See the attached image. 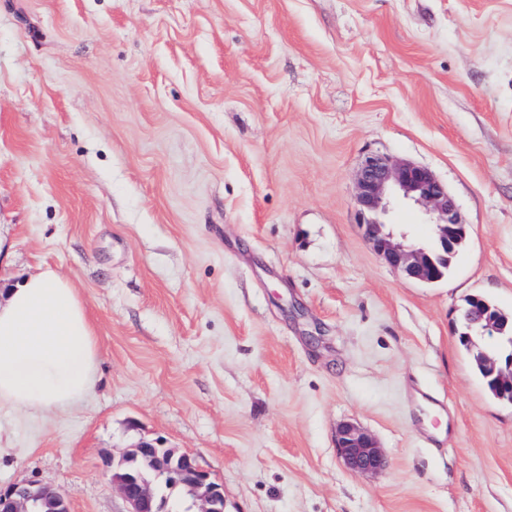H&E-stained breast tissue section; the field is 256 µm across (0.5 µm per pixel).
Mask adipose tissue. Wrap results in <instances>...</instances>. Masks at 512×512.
<instances>
[{"mask_svg": "<svg viewBox=\"0 0 512 512\" xmlns=\"http://www.w3.org/2000/svg\"><path fill=\"white\" fill-rule=\"evenodd\" d=\"M93 328L73 288L53 271L32 274L0 301V404L61 413L95 384Z\"/></svg>", "mask_w": 512, "mask_h": 512, "instance_id": "adipose-tissue-1", "label": "adipose tissue"}]
</instances>
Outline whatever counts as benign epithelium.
Instances as JSON below:
<instances>
[{"mask_svg": "<svg viewBox=\"0 0 512 512\" xmlns=\"http://www.w3.org/2000/svg\"><path fill=\"white\" fill-rule=\"evenodd\" d=\"M355 190L364 238L391 269L426 284L447 276L448 255L456 254L464 244L468 225L460 222L448 188L431 170L408 160L373 154L356 172ZM397 201L423 208L427 223L433 228L429 243L420 245L410 239L408 231L397 232L383 220ZM463 318L476 326L480 339L496 346V350L480 354L479 360L496 398L512 404V330L506 331L500 317L484 306L470 309ZM144 448L153 449L151 464L156 475L164 474L172 483L187 486L196 512H224L223 486L211 480L191 455L142 440L125 450L121 459L136 458ZM336 448L353 473L376 475L387 469L388 460L377 439L356 422L338 425ZM112 487L128 504V512H169L167 502L159 499L155 481L143 474L114 473ZM48 495L46 486L13 483L0 489V512H37Z\"/></svg>", "mask_w": 512, "mask_h": 512, "instance_id": "1", "label": "benign epithelium"}]
</instances>
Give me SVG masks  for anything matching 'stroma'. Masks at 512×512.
Segmentation results:
<instances>
[{"label": "stroma", "mask_w": 512, "mask_h": 512, "mask_svg": "<svg viewBox=\"0 0 512 512\" xmlns=\"http://www.w3.org/2000/svg\"><path fill=\"white\" fill-rule=\"evenodd\" d=\"M372 154L447 186L444 280L366 244ZM0 248V289L57 273L98 352L79 407L0 405V486L127 512L104 462L144 438L225 512H512V406L456 333L468 297L512 313V0H0ZM336 448L343 463L353 473L376 475L384 472L388 460L377 439L353 421H344L336 429Z\"/></svg>", "instance_id": "1"}]
</instances>
